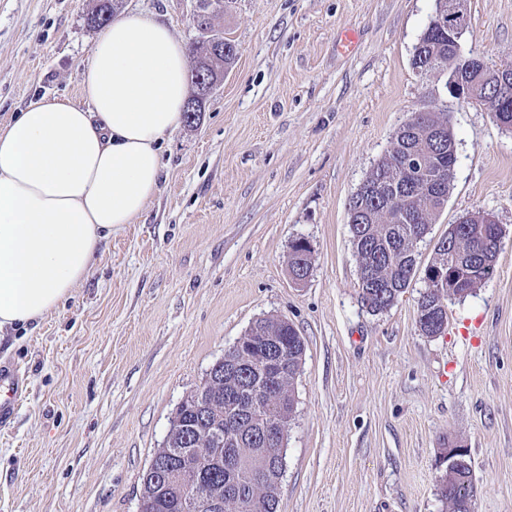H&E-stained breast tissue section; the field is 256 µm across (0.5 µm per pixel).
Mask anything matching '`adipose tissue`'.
<instances>
[{"label":"adipose tissue","instance_id":"ef3b65f1","mask_svg":"<svg viewBox=\"0 0 512 512\" xmlns=\"http://www.w3.org/2000/svg\"><path fill=\"white\" fill-rule=\"evenodd\" d=\"M187 95L182 44L124 14L98 33L80 100L33 101L0 126V331L60 309L100 245L138 221Z\"/></svg>","mask_w":512,"mask_h":512}]
</instances>
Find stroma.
<instances>
[{"label": "stroma", "mask_w": 512, "mask_h": 512, "mask_svg": "<svg viewBox=\"0 0 512 512\" xmlns=\"http://www.w3.org/2000/svg\"><path fill=\"white\" fill-rule=\"evenodd\" d=\"M99 0H0V125L32 100L79 98ZM466 51L512 65V0H466ZM435 0H224L239 49L192 121L167 136L162 180L90 276L37 327L0 333L26 391L0 427V512H140L141 476L179 403L260 318L305 343L293 381L279 512H446V448L469 451L475 512H512V130L457 103L411 60ZM190 45L197 0H118ZM354 31V52L339 36ZM447 102L452 190L390 309L357 286L348 202L395 130ZM493 213L494 276L422 334V269L450 224ZM313 250L294 283L291 243Z\"/></svg>", "instance_id": "1"}]
</instances>
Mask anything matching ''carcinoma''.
I'll return each mask as SVG.
<instances>
[{
  "label": "carcinoma",
  "instance_id": "1",
  "mask_svg": "<svg viewBox=\"0 0 512 512\" xmlns=\"http://www.w3.org/2000/svg\"><path fill=\"white\" fill-rule=\"evenodd\" d=\"M206 30L221 48L201 54L195 41L193 88L200 80L216 83L237 57L236 44L208 23ZM448 59V32L427 28L412 57V67ZM448 105L413 112L393 134L391 148L366 178L369 190L348 203L352 245L359 259L358 287L372 312L392 307L410 287L418 264L417 242L448 199L457 161L455 138L448 126ZM502 230L466 218L451 233L448 247H435L430 265L449 261L466 265L467 277L453 298L463 299L492 278ZM289 271L305 280L311 271V247L299 238L290 246ZM448 295L425 288L417 302L418 323L429 336H440L448 320ZM305 346L296 328L261 318L244 340V354L215 370L182 400L168 431L179 449L166 477L147 469L141 476L145 512H216L210 498L224 500L222 512H278L284 458H271L262 433L289 422L294 411L292 382L299 373ZM194 481L199 501L187 505L183 493ZM448 512H474L475 476L465 455L446 470L439 488Z\"/></svg>",
  "mask_w": 512,
  "mask_h": 512
}]
</instances>
